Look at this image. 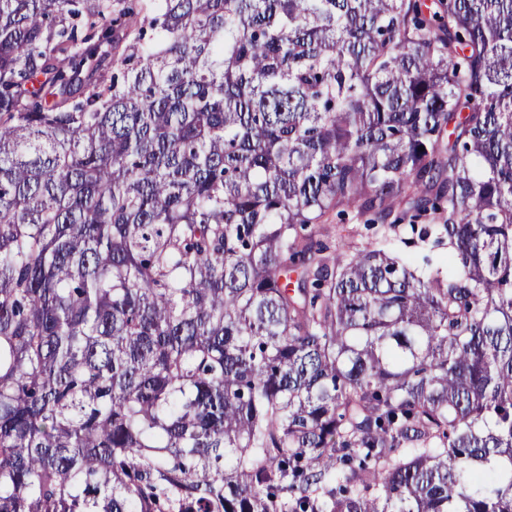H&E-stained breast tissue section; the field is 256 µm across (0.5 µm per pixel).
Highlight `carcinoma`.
Segmentation results:
<instances>
[{
    "mask_svg": "<svg viewBox=\"0 0 512 512\" xmlns=\"http://www.w3.org/2000/svg\"><path fill=\"white\" fill-rule=\"evenodd\" d=\"M0 512H512V0H0ZM336 211L330 213V219L328 224H318L314 231H316L315 236L317 239L327 243L332 246V249L336 246L338 229L343 237L348 241L355 242L359 247H367L371 242H374L375 238L372 237L371 233L365 230L363 226V221L357 220L354 217L355 213L347 209L348 216H346V220H340L336 217ZM336 224L337 226L336 228ZM339 227V228H338ZM342 230V231H341ZM411 236L407 232H400L398 236H393L390 248L399 256L410 258L416 264H421V259L424 255H430L434 260L447 261L448 259V245L433 246L431 243H404Z\"/></svg>",
    "mask_w": 512,
    "mask_h": 512,
    "instance_id": "1",
    "label": "carcinoma"
}]
</instances>
